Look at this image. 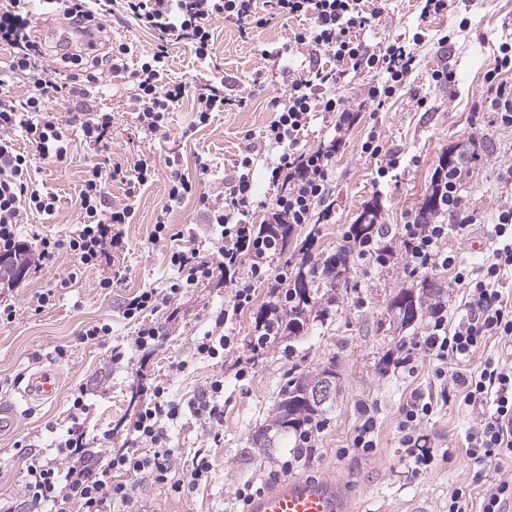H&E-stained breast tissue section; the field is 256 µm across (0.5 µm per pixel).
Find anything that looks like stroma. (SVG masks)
Returning <instances> with one entry per match:
<instances>
[{
    "instance_id": "stroma-1",
    "label": "stroma",
    "mask_w": 512,
    "mask_h": 512,
    "mask_svg": "<svg viewBox=\"0 0 512 512\" xmlns=\"http://www.w3.org/2000/svg\"><path fill=\"white\" fill-rule=\"evenodd\" d=\"M422 5V0H386L381 21L356 34L363 47L376 52L398 39L411 41L416 30L424 32L415 47V70L383 108L376 111L362 103L363 90L383 78L373 70L349 71L344 82L321 90L323 96L341 98L360 114L341 133L342 143L332 162L334 215L331 223L322 225L314 249L326 254L347 249L348 225L376 203L381 207L380 222L389 230L388 260L375 267L352 262L347 283L322 282L302 336L272 341L259 356L251 355L247 339L258 311L273 304L265 287L257 288L253 309L233 321L237 343L231 351L217 359L193 358L198 334L233 293L223 276L216 274L172 307L149 313V320L163 330L149 356L118 367L109 364L113 341L135 334L134 324L122 315L126 298L142 288L169 287L172 251L195 247L208 255L214 250L207 218L193 199L174 212L171 238L154 241L155 215L167 197L170 168L192 176L197 156L209 159L214 175L202 190L211 206L220 207L237 159L253 154L257 164L253 199L258 203L253 218L258 224L266 219L265 205L277 192L269 182V168L277 163L279 152L267 146L260 133L276 119L274 102L284 98L295 70L330 59L327 52L295 43V33L308 27V20L275 18L250 39L241 38L233 23L216 21L213 63L208 67L183 41L169 37L173 77L189 81L196 90L224 83L249 98L248 109L213 113L209 124L202 125L194 100L188 97L168 128L144 139L134 115L123 110L133 87L118 79L114 94H103L96 101L116 115L107 146H90L77 138L65 163L34 159L33 180L55 193L58 201L53 215L36 213L23 225L22 239L29 249L34 246L33 234L62 237L76 229L82 180L92 166L126 165L146 153L161 167L152 182L137 190L134 219L122 227L128 248L114 257L120 283L99 288L98 272L88 271L73 287H61L74 265L63 251L28 269L5 298L15 306L16 317L0 323V406L15 409L19 425L0 435V496L17 495L25 482L27 457L20 442L33 440L38 457H56L57 444L70 424L69 396L75 385L87 387L95 404L90 426L103 431L134 418L140 402L132 394L143 371L169 385L178 399L192 397L213 378H223L224 438L216 450L214 479L205 489L180 496L146 478L126 503L118 505V512H169L173 507L180 512H241L237 490L247 482L273 488L283 478V462L291 457L286 448L266 452L254 443L256 432L275 414L284 373L294 367L312 371L330 363L336 366L340 391L293 476L336 479L351 500L352 512H448L450 496L459 487L470 490L476 507L488 485L512 478V457L503 458L496 467L471 464L466 455L468 436L481 414L463 404L452 380L434 377L428 355H417L411 374L389 365L392 357L423 339L431 321L432 306L427 303L416 322L394 326L389 304L399 290L418 287L420 275L406 266L401 233L430 192L440 157L453 148L468 152L460 195L476 222L465 233L449 231L446 240L461 265L476 267L489 256L496 214L512 204V126L497 123L479 98L484 74L494 67L500 46L512 44V0H452L446 14L424 23L418 20ZM282 46L286 54L270 56V48ZM437 70L451 72L452 81H433L431 75ZM373 133L383 147L376 156L361 150ZM49 289L55 292L51 305L35 310L36 294ZM98 320L111 324V339L101 344L80 342V331ZM58 346L67 349L66 357L56 356ZM243 361L249 364V376L240 382L235 373ZM46 367L55 368L61 377L55 402L26 403L20 391L28 376ZM445 392L450 399L444 404L440 398ZM416 393L436 402L433 413L417 428L434 454L424 473L414 471L405 460L398 429L400 413ZM366 406L377 421V450L367 457L344 454Z\"/></svg>"
}]
</instances>
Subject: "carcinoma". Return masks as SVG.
<instances>
[{
  "label": "carcinoma",
  "mask_w": 512,
  "mask_h": 512,
  "mask_svg": "<svg viewBox=\"0 0 512 512\" xmlns=\"http://www.w3.org/2000/svg\"><path fill=\"white\" fill-rule=\"evenodd\" d=\"M439 190L431 188L420 212V218L425 220L429 215H435L445 205L438 200ZM380 224H378V209L372 207L363 211L349 225L346 232V239L352 247L359 246L374 236ZM262 231L270 236L280 249L288 248L294 238V226L291 224H264ZM319 225L313 224L310 227L304 240L300 243V250L303 251L305 260L298 271L289 277L282 288L288 295V309L283 312H276L271 316V324L275 332L281 333L288 338L297 337L304 330L306 314L311 310L313 304V293L317 292L316 285L320 284L321 278H338L346 272V262L343 253L324 254L312 252L315 237L318 235ZM441 288L437 287L429 275H424L419 291H399L390 301V308L399 310L405 308L412 311L409 319H415V314L422 312L423 304L427 298L440 297ZM307 376L305 372L289 371L281 385L276 400V413L273 423L260 429L259 434L266 437L272 445L279 444V439L289 437L294 440L292 451L300 452L301 433L311 428L319 427L325 422L323 415L332 407L328 402L322 406L309 403L303 393L302 380Z\"/></svg>",
  "instance_id": "obj_1"
}]
</instances>
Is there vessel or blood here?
Returning <instances> with one entry per match:
<instances>
[{
  "label": "vessel or blood",
  "instance_id": "b4317fda",
  "mask_svg": "<svg viewBox=\"0 0 512 512\" xmlns=\"http://www.w3.org/2000/svg\"><path fill=\"white\" fill-rule=\"evenodd\" d=\"M58 391L57 376L50 370L29 375L24 387L28 399L44 403ZM250 512H350L349 499L334 479L294 477L281 481L254 500Z\"/></svg>",
  "mask_w": 512,
  "mask_h": 512
}]
</instances>
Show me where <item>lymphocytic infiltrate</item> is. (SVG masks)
I'll list each match as a JSON object with an SVG mask.
<instances>
[{
	"label": "lymphocytic infiltrate",
	"instance_id": "f902f5d3",
	"mask_svg": "<svg viewBox=\"0 0 512 512\" xmlns=\"http://www.w3.org/2000/svg\"><path fill=\"white\" fill-rule=\"evenodd\" d=\"M120 7L139 27L161 37L174 34L185 40L198 62L205 65L213 58L216 20L232 21L244 38L253 36L275 17L309 20V27L296 34V42L328 52L337 66L328 69L316 65L294 74L278 118L262 132L265 141L281 150L271 170L272 182L281 186L268 217L272 224H323L332 218L331 161L340 142L333 138L317 148L304 149L298 145V136L315 109L337 113L336 132L354 123L358 113L339 98L320 97L319 89L344 79L348 63L357 69L380 70L386 75L385 81L366 91L370 105L380 109L404 87L416 62L413 48L402 41L374 53L354 39L355 31L378 23L383 14L378 5L364 9L361 0H120ZM48 14L100 32L107 26L95 0H0V44L10 49L5 64L0 65V254L20 248L19 227L28 222L30 214L53 215L57 203L53 193L34 188L32 154L17 147L14 133H21L41 157L59 164L65 162L72 140L54 115L56 106L63 101L96 98L103 91L104 74L133 83L134 92L126 98L125 109L135 114L147 138L167 128L171 113L190 92L189 82L172 79L169 52L161 43L137 52L129 43L115 41L91 59L75 60L66 72L49 70L42 61V46L33 36L41 16ZM500 52L496 67L485 76L481 99L501 124L511 126L512 82L505 74L512 69V46L501 45ZM195 166L198 176L194 179L179 169H170L168 200L155 217V239L167 236L170 214L183 201L194 198L200 206H208L202 184L212 170L203 159ZM240 167L223 208L208 215L217 234L215 254L205 257L194 248L172 252L170 263L178 276L169 288H146L126 300L123 316L137 322L138 328L128 344L113 346L112 364H121L127 351L141 353L153 348L162 328L146 321L145 313L168 306L198 287L212 275L214 267L223 268L224 280L234 292L230 303L216 314L211 329L195 342L194 357L214 359L234 344V337L226 334L225 328L234 316L251 308L258 286L270 285L272 295L281 297L282 290L270 284L267 269L274 246L257 234L249 220L252 158L243 157ZM155 173L156 161L146 154L139 155L129 167L116 164L106 171L92 167L79 193V229L65 239L36 236L39 260H52L64 249L73 255L79 269H100L112 253L124 250L121 227L133 219L137 189L152 181ZM111 182L125 186L124 200L108 201L106 186ZM491 234L496 244L492 258L474 272L458 265L455 256L449 254L445 246L447 225L404 227L402 245L411 271L443 268L451 273L455 285L468 290L467 321L452 329L442 313H435L420 344L437 362L436 377L447 376L452 366L458 370L459 364L488 339L512 336V305L504 301L500 290L504 271L512 268L511 206L499 210ZM245 264L250 267L251 280L242 284L237 274ZM456 381L464 402L484 412L478 429L469 436L466 453L471 462L484 467L512 453V365L490 360L477 373L458 370ZM71 402V425L58 443L60 458H32L19 496L1 503L0 512H113L117 503L132 497L138 481L146 476L170 485L178 494L210 483L215 467L212 450L197 449L189 468L179 469L175 452L168 446V429L187 414L207 423L211 430L222 427L223 380H211L206 389L185 402L171 398L165 384H155L151 398L128 428L122 448L113 447L111 430L90 435L93 405L84 386L74 388ZM431 411V403L414 397L406 404L399 423L403 454L418 470L428 467L431 457L420 451L415 430ZM138 443L150 445V454L134 452Z\"/></svg>",
	"mask_w": 512,
	"mask_h": 512
}]
</instances>
